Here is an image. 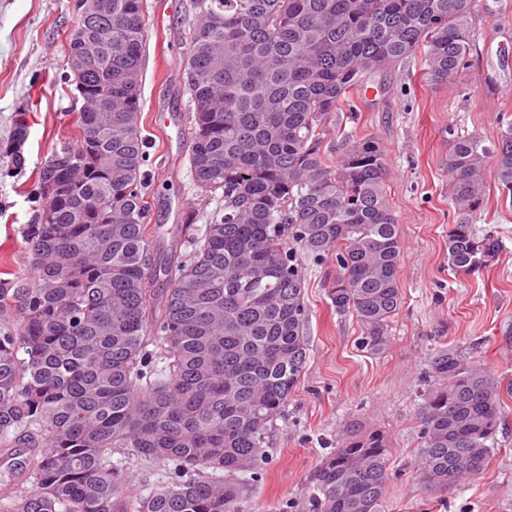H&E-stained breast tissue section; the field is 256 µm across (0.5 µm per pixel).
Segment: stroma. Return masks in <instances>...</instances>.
<instances>
[{"instance_id": "35a3bbf8", "label": "stroma", "mask_w": 512, "mask_h": 512, "mask_svg": "<svg viewBox=\"0 0 512 512\" xmlns=\"http://www.w3.org/2000/svg\"><path fill=\"white\" fill-rule=\"evenodd\" d=\"M71 0H0V143L11 117L29 111L25 173L0 154V278L26 270L24 231L34 208L27 189L55 146L73 141L81 103L59 83ZM194 0H146L149 40L140 125L146 139L148 222L163 248L182 245L180 228L200 216L187 161L189 96L183 80ZM476 41L454 85L432 86L419 66L372 78L356 112L336 121L387 151L386 191L403 245L402 304L388 323V345H363L352 315L326 294L327 269L306 261L307 360L284 416L274 421L262 480L241 486L244 512H307L303 497L326 456L355 431L384 432L389 448L384 512H512V197L485 160V204L473 222L502 242L492 265L462 275L448 267L447 126L497 142L512 119V0H476ZM439 348L479 359L501 384L504 423L486 469L445 493L432 491L414 462L428 361Z\"/></svg>"}]
</instances>
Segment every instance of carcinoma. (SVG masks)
Wrapping results in <instances>:
<instances>
[{
	"mask_svg": "<svg viewBox=\"0 0 512 512\" xmlns=\"http://www.w3.org/2000/svg\"><path fill=\"white\" fill-rule=\"evenodd\" d=\"M184 59L187 159L206 223L187 252L147 224L139 122L149 36L144 0H73L65 84L82 100L75 142L54 148L30 194L29 272L0 279V512H240L272 423L307 359L306 268L330 263L328 298L372 351L401 305L402 245L385 151L336 113L376 74L421 59L433 85L470 65L474 0H194ZM112 99V108L98 101ZM0 144L18 173L27 110ZM448 267H487L498 238L471 218L485 158L512 193V123L489 147L448 127ZM416 463L439 492L484 471L504 420L495 377L455 349L430 358ZM131 461L168 470L129 496ZM383 434L322 462L309 512H382Z\"/></svg>",
	"mask_w": 512,
	"mask_h": 512,
	"instance_id": "1",
	"label": "carcinoma"
}]
</instances>
